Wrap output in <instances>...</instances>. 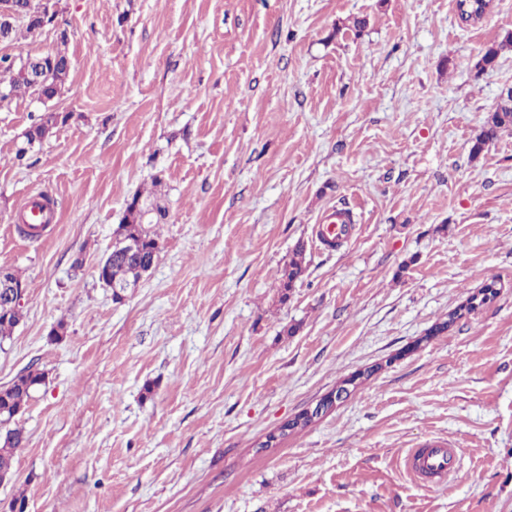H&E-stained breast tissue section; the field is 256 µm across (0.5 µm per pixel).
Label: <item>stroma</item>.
<instances>
[{"instance_id":"1","label":"stroma","mask_w":512,"mask_h":512,"mask_svg":"<svg viewBox=\"0 0 512 512\" xmlns=\"http://www.w3.org/2000/svg\"><path fill=\"white\" fill-rule=\"evenodd\" d=\"M510 31L512 0L468 24L456 0H59L0 43L72 62L68 120L24 159L41 106L0 111V267L26 285L0 385L46 375L0 512H512V132L470 154L512 51L471 64ZM35 194L55 218L27 237ZM137 194L166 216L119 303L97 264ZM333 208L338 250L314 238ZM435 441L460 468L428 488L404 459ZM352 216L346 209L333 210L322 220V224H316V237L322 245H332L336 241L348 242L354 231L351 224ZM304 246L298 243L293 249L292 256L282 270L280 288L288 291L304 273L303 266Z\"/></svg>"}]
</instances>
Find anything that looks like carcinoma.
<instances>
[{
  "label": "carcinoma",
  "instance_id": "obj_1",
  "mask_svg": "<svg viewBox=\"0 0 512 512\" xmlns=\"http://www.w3.org/2000/svg\"><path fill=\"white\" fill-rule=\"evenodd\" d=\"M33 34L35 27L27 19L18 20L7 30L0 29V41L13 42L22 33ZM512 47V33L503 40L489 47L481 59L475 64L477 72L492 66L505 48ZM52 60L46 64V71H40L43 56L27 53L14 57H0V108L9 105L14 99L28 96H43L48 101L60 97L64 91L71 69V59L66 51L59 49L51 54ZM67 116L45 109L41 115L24 132V139L17 149V157L24 159L35 144L42 142L50 131L59 123L65 122ZM512 131V91L501 92L499 103L487 117L480 133L476 136L471 148L472 156H478L486 145L496 140L505 132ZM144 211L140 196H135L126 205L119 233L122 236L135 238L141 244L137 253L127 254L112 250L107 258L100 263L98 278L108 282L112 279L126 284L135 285L142 274L148 271L157 259L159 246L157 235L151 232L144 223ZM304 246H295L292 256L282 270L280 288L287 291L304 273ZM22 311L14 308L7 314L0 313V343L10 338L19 324ZM45 374L39 370H28L18 374L10 384L0 386V482L12 475L13 458L17 449L27 443L25 431L16 426L10 427L15 416L27 407L33 393L44 383Z\"/></svg>",
  "mask_w": 512,
  "mask_h": 512
}]
</instances>
